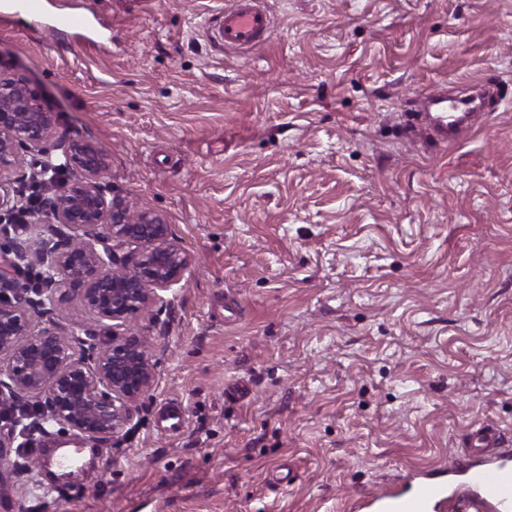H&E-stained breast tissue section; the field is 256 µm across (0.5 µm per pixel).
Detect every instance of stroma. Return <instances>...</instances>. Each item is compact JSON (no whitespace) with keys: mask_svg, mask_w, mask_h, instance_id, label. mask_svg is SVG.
Wrapping results in <instances>:
<instances>
[{"mask_svg":"<svg viewBox=\"0 0 512 512\" xmlns=\"http://www.w3.org/2000/svg\"><path fill=\"white\" fill-rule=\"evenodd\" d=\"M229 3L0 8V73L194 258L139 320L156 381L127 431L0 512H352L512 434V0H263V41L218 48ZM487 87L454 140L411 118Z\"/></svg>","mask_w":512,"mask_h":512,"instance_id":"1","label":"stroma"}]
</instances>
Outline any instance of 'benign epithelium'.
Returning a JSON list of instances; mask_svg holds the SVG:
<instances>
[{
  "label": "benign epithelium",
  "instance_id": "1",
  "mask_svg": "<svg viewBox=\"0 0 512 512\" xmlns=\"http://www.w3.org/2000/svg\"><path fill=\"white\" fill-rule=\"evenodd\" d=\"M41 157L30 171L24 156ZM108 154L58 132L56 113L23 79L0 73V499L37 431L96 445L133 421L155 382L151 337L136 318L164 302L193 257L164 214L102 183ZM79 299L91 341L36 316Z\"/></svg>",
  "mask_w": 512,
  "mask_h": 512
}]
</instances>
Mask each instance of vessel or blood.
I'll return each mask as SVG.
<instances>
[{"label": "vessel or blood", "instance_id": "1", "mask_svg": "<svg viewBox=\"0 0 512 512\" xmlns=\"http://www.w3.org/2000/svg\"><path fill=\"white\" fill-rule=\"evenodd\" d=\"M271 25L257 0H231L216 24L207 25L217 45L251 47ZM431 121L440 135L454 128L456 119L444 96L433 98ZM488 459L458 469L440 465L412 473L406 489L364 496L361 512H512V439L487 430L481 435Z\"/></svg>", "mask_w": 512, "mask_h": 512}]
</instances>
